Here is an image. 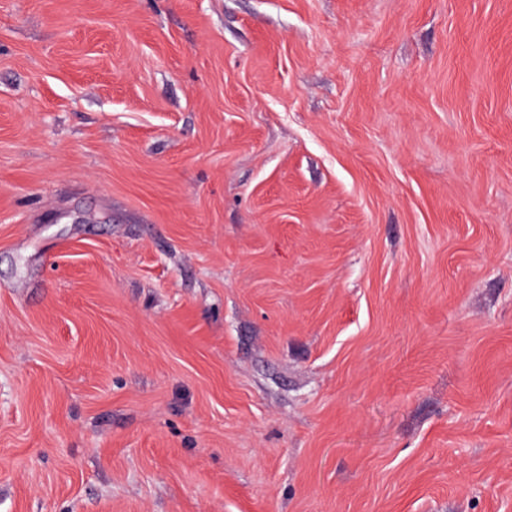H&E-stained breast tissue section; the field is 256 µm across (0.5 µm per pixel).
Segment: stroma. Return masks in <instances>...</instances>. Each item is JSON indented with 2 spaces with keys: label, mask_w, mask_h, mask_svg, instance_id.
Returning <instances> with one entry per match:
<instances>
[{
  "label": "stroma",
  "mask_w": 512,
  "mask_h": 512,
  "mask_svg": "<svg viewBox=\"0 0 512 512\" xmlns=\"http://www.w3.org/2000/svg\"><path fill=\"white\" fill-rule=\"evenodd\" d=\"M0 512H512V0H0Z\"/></svg>",
  "instance_id": "1"
}]
</instances>
